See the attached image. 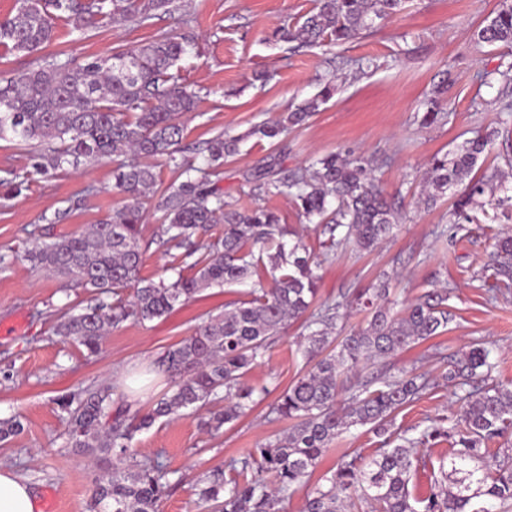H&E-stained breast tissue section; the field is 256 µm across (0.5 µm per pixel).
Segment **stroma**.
Segmentation results:
<instances>
[{
    "mask_svg": "<svg viewBox=\"0 0 512 512\" xmlns=\"http://www.w3.org/2000/svg\"><path fill=\"white\" fill-rule=\"evenodd\" d=\"M501 0H406L393 18L377 23L371 34L341 46L342 63H330L315 48L290 50L275 35L280 26L302 23L315 0H186L183 13L133 26L109 24L88 33L57 21L53 41L42 56L83 60L110 58L113 52L153 39L161 32L197 37L193 54L179 63L185 83L198 94L187 121L184 146L203 148L217 134L241 137L237 155L222 168L219 188L233 205L277 211L290 227L302 231L314 255L322 238L314 225L300 220L290 200L256 194L249 178L272 152L285 167L305 166L332 152L348 151L374 161L378 185L400 194L402 220L394 239L357 254L337 253L323 262L318 301L338 299L345 291L374 287L388 277L392 293L412 300L430 288H450L453 315L447 330L387 360L381 371L399 375L411 368L436 383L419 400L405 406L393 429L425 427L440 415L457 417L459 392L446 379V356L459 355L473 342L491 349L497 363L495 379L512 384V290L502 293L486 269L495 234L512 232V209L487 220L475 212L473 223L445 237L448 206H417L428 161L463 141L494 127L496 92L480 76L505 63L512 49L478 47L474 33L497 10ZM268 72L267 83L254 81ZM447 80L444 124L423 126L424 102L434 85ZM334 96L309 122L288 131L281 141L253 136L252 128L316 95L325 82ZM111 159L92 167L64 165L49 178L32 174L27 147L0 141V176L7 171L30 176L20 195L0 196V324H13L0 335V417L20 415L23 432L0 442V464L13 467L35 486L39 495L53 493L54 512H89L96 480L112 469L108 460L90 461L68 445L58 397L86 388L109 385L125 393L118 373H139L130 401L148 410L171 385L153 373L157 359L173 344L193 333L225 303L247 298L250 282L204 290L168 316L145 323H125L111 331L97 355L53 332L57 316L69 307L87 306L90 292L72 288L63 277L46 276L25 260L31 236L53 238L85 229L112 214L122 198L112 190ZM63 212V220L47 224L45 214ZM299 324H292L270 346L262 363L249 373L255 387H267L265 400L223 432L202 430L197 417L156 422L135 433L132 445L147 458H160L172 472V487L159 512H201L195 485L213 469L246 455L260 443L282 435L287 422L273 420L270 407L298 376L303 359L297 350ZM381 440L370 427H355L335 442L321 464L284 501V512H302L305 495L344 454L375 453Z\"/></svg>",
    "mask_w": 512,
    "mask_h": 512,
    "instance_id": "35a3bbf8",
    "label": "stroma"
}]
</instances>
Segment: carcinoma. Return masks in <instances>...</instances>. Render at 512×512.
<instances>
[{
  "mask_svg": "<svg viewBox=\"0 0 512 512\" xmlns=\"http://www.w3.org/2000/svg\"><path fill=\"white\" fill-rule=\"evenodd\" d=\"M17 2V13L0 19V47L17 56H30L49 44L57 18L85 33L119 21L142 25L185 7L184 0ZM403 4L316 0L301 24L279 29V38L330 49L371 32L375 20L393 17ZM476 43L512 47L509 0L484 20ZM195 48L191 33H162L107 60L88 57L77 64L55 56L15 76L0 75V140L38 145L33 173L50 175L66 163L90 166L110 157L116 162L112 190L125 197L123 206L99 223L51 241L36 240L26 250L27 260L48 275L64 276L95 295V303L80 313L60 317L57 335L95 354L106 333L128 321L160 319L207 288L253 279L249 299L208 317L156 362L175 385L148 412H131V404L113 398L110 387L57 399L70 447L89 457H112V472L93 489L90 512H157L170 487V471L158 459H139L133 433L188 411L199 415L200 426L210 433L237 421L256 404L255 393L267 395L247 384V375L261 363L271 341L299 319L303 331L297 346L306 369L271 408L274 419L289 422L288 431L200 479L196 495L207 512H281L280 505L320 464L329 446L350 428L366 425L384 437L382 448L368 459L342 456L331 475L307 493L303 512H350L356 493L371 512H512V389L491 382L496 365L488 349L475 343L448 361V382L465 391L459 419L450 425L440 417L417 437H399L397 445L389 435L393 417L430 387L429 379L404 371L373 390L361 378L368 366L447 328L450 291L428 290L397 311L399 302L390 299L383 283L312 308L321 262L311 256L302 234L281 223L271 209H241L224 201L212 183L224 159L238 152L240 139L213 137L198 167L180 156L183 117L194 110L197 93L184 83L176 64ZM499 75V109L511 117L512 65ZM335 91V85L326 84L251 134L273 140L305 125ZM446 118L437 100L429 99L421 123L431 126ZM491 143V137L477 136L434 156L421 193L424 207L450 197L449 222L466 224L478 209L512 203L499 169L473 175ZM158 159L185 178L172 182L156 201L162 234L145 242L139 226L160 181L153 164ZM373 170L370 160L340 151L306 167L285 169L281 155L272 153L252 174V183L260 194L290 199L306 223L321 228L329 257L339 248L362 252L394 238L398 209L375 185ZM0 187L6 197L18 195L27 189L28 178L10 171ZM214 224L224 225V236L202 239ZM153 245L172 258L175 278L156 282L141 276ZM185 266L194 275H184ZM490 267L505 285L512 284V235L496 238ZM353 310L364 313L363 323L336 336L337 322ZM22 430L21 416L0 418L1 443ZM439 438L452 445L440 461L439 479L427 496L414 497L409 484L418 467L426 465V457L414 449ZM498 440L506 447L490 453L489 444Z\"/></svg>",
  "mask_w": 512,
  "mask_h": 512,
  "instance_id": "cac0c4a2",
  "label": "carcinoma"
}]
</instances>
